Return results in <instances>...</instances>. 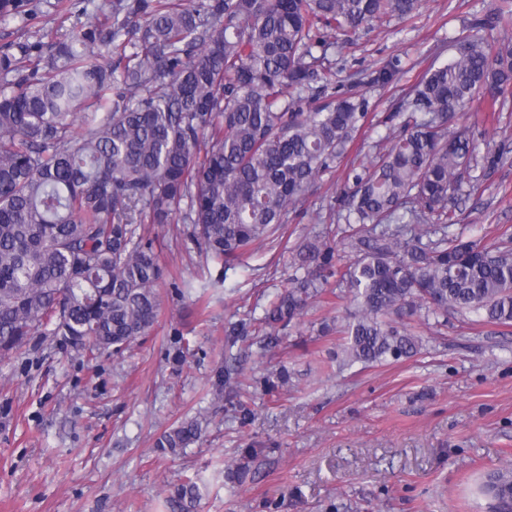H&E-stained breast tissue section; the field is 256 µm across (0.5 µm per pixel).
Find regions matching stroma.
<instances>
[{
	"label": "stroma",
	"mask_w": 512,
	"mask_h": 512,
	"mask_svg": "<svg viewBox=\"0 0 512 512\" xmlns=\"http://www.w3.org/2000/svg\"><path fill=\"white\" fill-rule=\"evenodd\" d=\"M33 2L26 27L0 25V50L48 47L96 9L94 0L63 10ZM500 2L424 0L411 18L337 41L329 60L370 104L344 164L228 269L206 258L183 219L141 227L164 269L148 336L92 360L46 328L0 360V512H170L169 496L192 477V512H485L478 474L512 467V325L421 312L407 326L421 353L345 367L338 328L356 307L336 286L275 344L263 345L255 319L288 287L299 248L337 223L347 165H370L398 131L392 113L430 67L454 56L451 37ZM393 57L397 80L372 85ZM504 97L499 118L473 108L460 118L478 147L508 152L490 175L474 169L478 190L448 204L456 230L490 249L512 243V88ZM182 282L191 288L181 297ZM227 367L232 378L218 385ZM191 418L198 443L156 448Z\"/></svg>",
	"instance_id": "stroma-1"
}]
</instances>
